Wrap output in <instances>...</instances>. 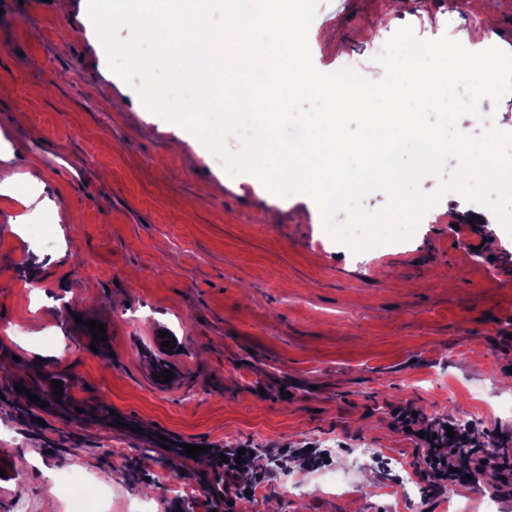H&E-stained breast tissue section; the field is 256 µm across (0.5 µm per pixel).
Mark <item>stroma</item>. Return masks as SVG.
<instances>
[{
	"label": "stroma",
	"mask_w": 512,
	"mask_h": 512,
	"mask_svg": "<svg viewBox=\"0 0 512 512\" xmlns=\"http://www.w3.org/2000/svg\"><path fill=\"white\" fill-rule=\"evenodd\" d=\"M474 14L512 56V0H320L308 43L319 71L380 79L375 28L435 40ZM98 42L86 0L65 17L52 0H0V140L55 203L19 224L0 196V512H71L44 480L67 470L109 489L105 512H215L212 460L175 449L190 441L255 450L233 512H483L491 495L512 512L484 477L428 496L394 416L512 435V234L448 193L411 239L353 253L308 196L225 175L137 110ZM163 330L175 352L156 349ZM52 378L63 397L46 406L16 391Z\"/></svg>",
	"instance_id": "obj_1"
}]
</instances>
